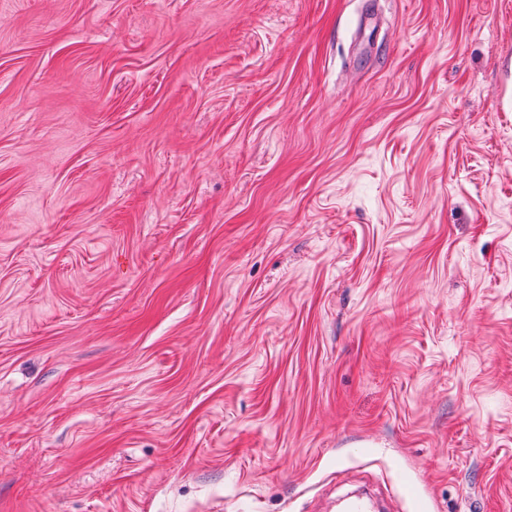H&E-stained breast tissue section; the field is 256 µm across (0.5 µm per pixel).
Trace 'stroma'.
I'll return each mask as SVG.
<instances>
[{
  "instance_id": "obj_1",
  "label": "stroma",
  "mask_w": 512,
  "mask_h": 512,
  "mask_svg": "<svg viewBox=\"0 0 512 512\" xmlns=\"http://www.w3.org/2000/svg\"><path fill=\"white\" fill-rule=\"evenodd\" d=\"M366 484L512 512V0H0V512Z\"/></svg>"
}]
</instances>
